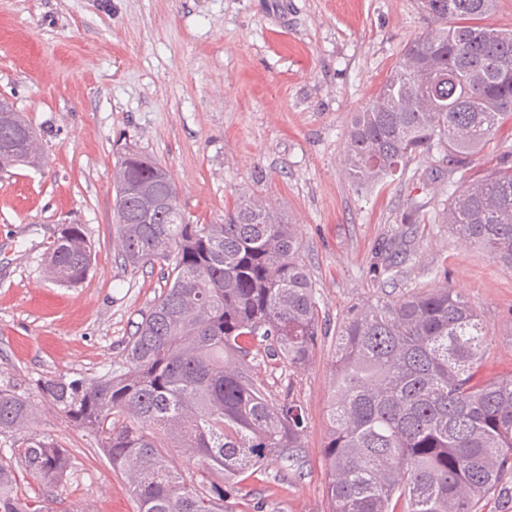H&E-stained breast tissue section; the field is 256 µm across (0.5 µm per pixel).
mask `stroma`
<instances>
[{
  "mask_svg": "<svg viewBox=\"0 0 512 512\" xmlns=\"http://www.w3.org/2000/svg\"><path fill=\"white\" fill-rule=\"evenodd\" d=\"M416 0H0V96L36 131L39 167L0 173V389L34 406L29 431L67 448L60 499L85 512H135L93 439L39 392L44 379H93L121 362L143 312L165 289L159 270L125 267L113 243L114 162L131 145L162 165L193 224H220L247 192L296 224L323 316L337 329L386 298L449 284L491 333L484 376L512 372V269L437 219L447 206L441 155L360 192L343 163L353 112L426 29ZM423 204L425 221L404 220ZM94 246L86 278L52 282L44 258L60 225ZM388 256L396 278L378 277ZM333 347L287 371L262 363L273 400L306 416L302 470L269 465L241 488L263 512H326L322 449Z\"/></svg>",
  "mask_w": 512,
  "mask_h": 512,
  "instance_id": "stroma-1",
  "label": "stroma"
}]
</instances>
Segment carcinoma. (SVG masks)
<instances>
[{
	"instance_id": "1",
	"label": "carcinoma",
	"mask_w": 512,
	"mask_h": 512,
	"mask_svg": "<svg viewBox=\"0 0 512 512\" xmlns=\"http://www.w3.org/2000/svg\"><path fill=\"white\" fill-rule=\"evenodd\" d=\"M418 3L431 28L351 118L345 162L358 190L402 174L417 155L443 153L464 172L512 121V29L484 23L497 0ZM36 140L19 113L0 112V145L18 148L12 160L0 155V169L39 162ZM114 183L118 255L134 270L160 267L166 288L124 361L98 379L44 380L41 394L93 437L137 512H233L225 486L268 464H305L303 406L289 395L273 402L255 372L265 358L290 370L308 364L327 328L296 225L246 193L224 223L190 224L169 175L133 148L117 157ZM443 223L512 268L511 150L460 182ZM92 259L83 226L64 224L46 268L73 286ZM490 340L446 283L342 321L323 448L327 512H480L491 493L512 497V373L478 376ZM33 413L28 397L0 390V436ZM173 448L201 469L173 467ZM72 469L55 439L28 436L0 456V512H53L20 497L16 475L57 487Z\"/></svg>"
}]
</instances>
